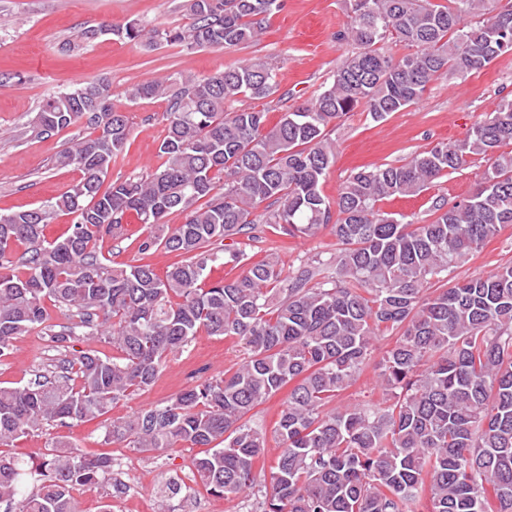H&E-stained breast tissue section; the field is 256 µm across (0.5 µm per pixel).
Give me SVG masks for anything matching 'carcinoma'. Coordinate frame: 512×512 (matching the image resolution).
Returning a JSON list of instances; mask_svg holds the SVG:
<instances>
[{
	"instance_id": "obj_1",
	"label": "carcinoma",
	"mask_w": 512,
	"mask_h": 512,
	"mask_svg": "<svg viewBox=\"0 0 512 512\" xmlns=\"http://www.w3.org/2000/svg\"><path fill=\"white\" fill-rule=\"evenodd\" d=\"M350 22L339 39L356 46L317 96L274 124L243 96L269 97L276 73L253 58L211 76H165L130 97H164L163 162L137 178L101 185L130 133L109 86L89 82L45 98L32 120L40 135L86 125L92 132L56 158L79 178L63 195L0 214V360L38 329L57 351L76 336H102L119 355L85 350L58 359L20 386H0V505L5 512H80L75 493L95 489L112 468L58 439L39 464L3 449L45 426L91 421L151 387L167 356L199 332L235 338L247 358L218 378L185 389L132 420L105 424L107 440L160 453L200 449L193 467L216 495H243L266 433L246 415L288 389L274 433L281 448L263 512H512V265L452 288L448 273L512 225V100L459 142L438 143L400 165L350 176L336 200L321 193L334 164L336 122L363 106L374 119L418 101L439 79L465 78L512 51V5L496 0H344ZM184 30L103 22L129 40L226 48L255 42L277 0H185ZM478 18L466 23L465 17ZM392 41L414 49L396 58ZM488 161L476 191L427 224L404 222L377 202L414 196L468 159ZM275 209L261 208L266 201ZM185 222L171 228L174 212ZM75 216L61 236L45 228ZM147 226L146 257L162 248L183 260L164 275L151 264L101 259L105 238L124 235L130 214ZM263 223L290 238L328 229L336 254L283 275L272 256L235 278L206 280L216 264L242 261L226 239ZM69 313L48 323L45 301ZM383 332L396 335L378 363L379 404L330 407L371 359ZM184 485L156 491L159 512Z\"/></svg>"
}]
</instances>
